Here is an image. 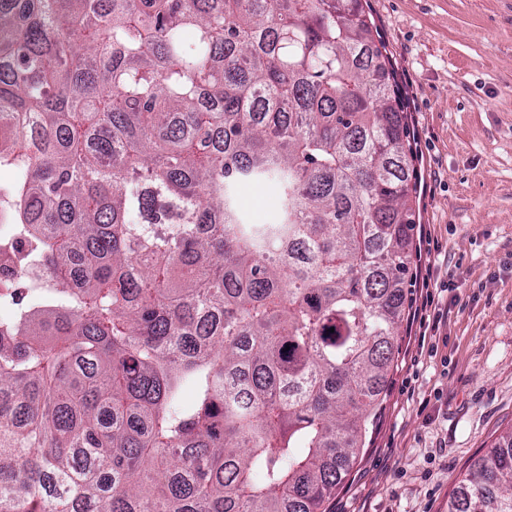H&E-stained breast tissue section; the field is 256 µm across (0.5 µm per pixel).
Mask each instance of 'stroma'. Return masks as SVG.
Instances as JSON below:
<instances>
[{
    "label": "stroma",
    "instance_id": "stroma-1",
    "mask_svg": "<svg viewBox=\"0 0 512 512\" xmlns=\"http://www.w3.org/2000/svg\"><path fill=\"white\" fill-rule=\"evenodd\" d=\"M366 3L407 111L418 219L386 398L327 509L445 512L512 428V0Z\"/></svg>",
    "mask_w": 512,
    "mask_h": 512
}]
</instances>
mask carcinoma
<instances>
[{"label":"carcinoma","instance_id":"1","mask_svg":"<svg viewBox=\"0 0 512 512\" xmlns=\"http://www.w3.org/2000/svg\"><path fill=\"white\" fill-rule=\"evenodd\" d=\"M408 139L363 0H0V512H325L399 350ZM447 512H512V431ZM276 197L273 188L267 183H248L239 190V205L251 224L255 216L263 212Z\"/></svg>","mask_w":512,"mask_h":512}]
</instances>
